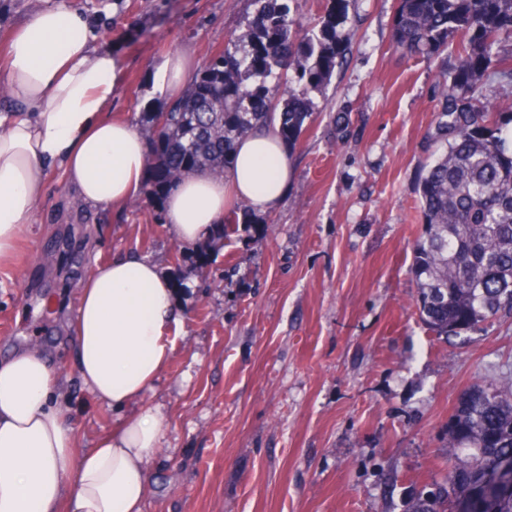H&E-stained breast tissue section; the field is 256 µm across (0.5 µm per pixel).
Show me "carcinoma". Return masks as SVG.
<instances>
[{
    "label": "carcinoma",
    "mask_w": 512,
    "mask_h": 512,
    "mask_svg": "<svg viewBox=\"0 0 512 512\" xmlns=\"http://www.w3.org/2000/svg\"><path fill=\"white\" fill-rule=\"evenodd\" d=\"M247 29L210 50L200 72L165 109L149 140L152 169L222 174L237 142L267 128L292 146L318 105L312 93L345 59L336 13L316 31L293 28L287 0H251ZM512 37V0H396L392 41L406 54H448L437 113L445 148L426 164L418 193L421 227L411 273L420 317L440 336L493 317H512V115L493 111L480 89L512 86L500 55ZM284 88L277 100L270 86ZM448 475L412 494L404 512H512V493L477 488L490 471L512 469V388L477 384L448 423Z\"/></svg>",
    "instance_id": "cac0c4a2"
}]
</instances>
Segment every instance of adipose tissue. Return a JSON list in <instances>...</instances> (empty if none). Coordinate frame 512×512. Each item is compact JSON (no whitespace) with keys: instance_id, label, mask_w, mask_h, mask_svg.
Segmentation results:
<instances>
[{"instance_id":"ef3b65f1","label":"adipose tissue","mask_w":512,"mask_h":512,"mask_svg":"<svg viewBox=\"0 0 512 512\" xmlns=\"http://www.w3.org/2000/svg\"><path fill=\"white\" fill-rule=\"evenodd\" d=\"M118 68L66 7L38 9L13 33L0 69V85L16 102L0 115V267L15 259L46 167H59L90 206H122L138 195L148 160L130 120L110 111ZM289 174L274 130L250 135L224 174L177 182L166 221L180 245L193 247L233 203L275 207ZM176 321L169 281L146 258H112L81 283L78 376L96 401L130 411L90 448H78L66 422L58 369L27 348L0 360V512H144L166 420L162 406L144 398L172 359Z\"/></svg>"}]
</instances>
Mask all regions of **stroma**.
I'll use <instances>...</instances> for the list:
<instances>
[{"mask_svg": "<svg viewBox=\"0 0 512 512\" xmlns=\"http://www.w3.org/2000/svg\"><path fill=\"white\" fill-rule=\"evenodd\" d=\"M86 20L120 67L111 111L142 138L172 95L157 87L168 56L202 67L240 34L250 0H0V52L34 6ZM304 27L335 15L348 51L296 145L269 211L180 260L163 203L139 194L119 209L82 204L57 168L14 264L0 268V358L31 347L67 378L79 447L123 417L77 374L80 282L134 253L175 288L173 358L146 399L168 416L144 512H402L442 481L448 419L470 386L512 385V318L460 335L422 322L410 272L422 167L444 141L436 113L446 64L391 46L395 0H293Z\"/></svg>", "mask_w": 512, "mask_h": 512, "instance_id": "35a3bbf8", "label": "stroma"}]
</instances>
